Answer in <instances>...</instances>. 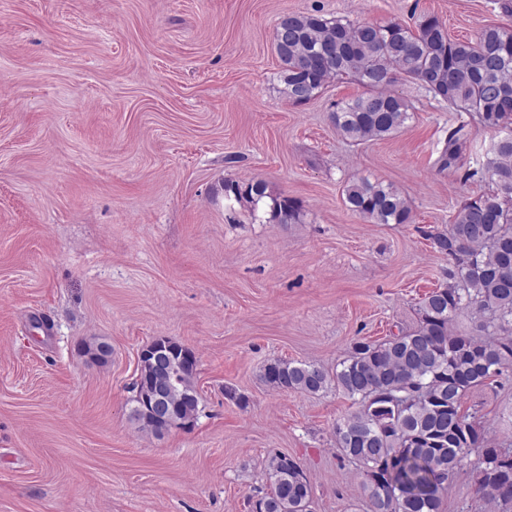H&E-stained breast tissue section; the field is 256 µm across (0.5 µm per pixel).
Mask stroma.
I'll use <instances>...</instances> for the list:
<instances>
[{
	"instance_id": "1",
	"label": "stroma",
	"mask_w": 512,
	"mask_h": 512,
	"mask_svg": "<svg viewBox=\"0 0 512 512\" xmlns=\"http://www.w3.org/2000/svg\"><path fill=\"white\" fill-rule=\"evenodd\" d=\"M502 0H0V512H251L270 454L299 460L312 512H352L361 478L336 444L348 399L280 393L275 359L332 369L354 342L415 324L448 266L445 230L486 182L438 171L436 145L467 123L397 78V135L355 145L331 83L292 104L273 45L292 13L379 25L437 16L451 38L512 27ZM392 185L413 221L376 224L343 201L358 178ZM260 179L300 202L221 196ZM168 337L197 356L199 415L161 438L129 419L140 350ZM105 341L112 358L80 347ZM245 404H238L237 396ZM474 402L489 440L512 442V374ZM442 512H492L472 478ZM224 195L237 201H245L254 206L263 198H270L272 201V218L278 224H295L300 219L299 203L288 196L273 197L268 191V186L263 180L251 181L240 184L236 181L224 182Z\"/></svg>"
}]
</instances>
